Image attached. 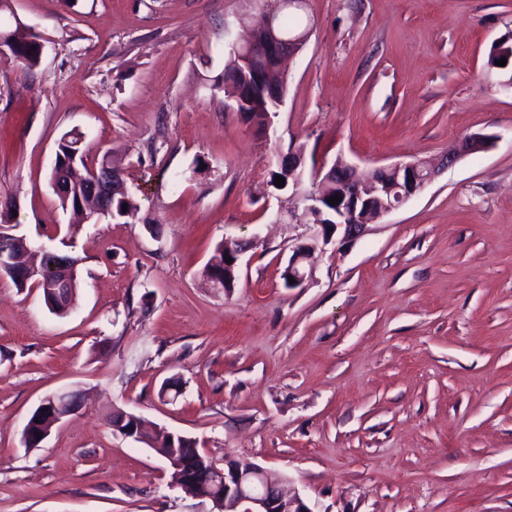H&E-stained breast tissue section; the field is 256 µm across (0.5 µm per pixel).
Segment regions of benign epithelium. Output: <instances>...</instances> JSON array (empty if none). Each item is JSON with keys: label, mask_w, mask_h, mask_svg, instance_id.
I'll return each instance as SVG.
<instances>
[{"label": "benign epithelium", "mask_w": 512, "mask_h": 512, "mask_svg": "<svg viewBox=\"0 0 512 512\" xmlns=\"http://www.w3.org/2000/svg\"><path fill=\"white\" fill-rule=\"evenodd\" d=\"M306 39L305 31L284 35L271 15L260 21L254 36L234 45L244 76L235 103L246 105L257 93L265 100H274L277 77L283 73L284 63L300 52ZM489 144L490 138L472 134L448 152L437 168L416 161L397 163L372 170L368 181L360 178L356 167L342 162L333 163L325 172H313L314 177H323L322 183L331 186L341 201L329 209L320 202L322 195L310 193L305 196L302 212L276 215V222L281 224H303L306 218H313L311 223H305L308 227L305 242L293 250L283 278H293V288L304 287L313 278V266L309 264L312 254L323 250L334 236H340L344 244L360 239L368 231L370 218L398 208L430 184L440 171L470 153L486 149ZM279 167L288 168V179L296 186L304 173V155L292 150L287 160L279 162ZM76 275V267L64 266L46 280L33 262L12 267L0 261V278L11 276L25 285L31 280L41 285L46 291L47 305L52 309L68 308L69 302L62 295L71 290ZM76 407L77 402L69 391L47 396L38 406L36 416L27 420L23 441H30L33 435L47 438L51 428ZM165 459L176 478L184 482L196 478L195 469L176 452H169ZM209 476L214 483L207 488V496L218 512H315L300 495L284 492L283 476L257 464L226 457L224 466L212 465Z\"/></svg>", "instance_id": "1"}]
</instances>
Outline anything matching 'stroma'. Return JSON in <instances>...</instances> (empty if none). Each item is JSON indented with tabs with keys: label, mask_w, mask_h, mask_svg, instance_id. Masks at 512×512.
I'll use <instances>...</instances> for the list:
<instances>
[{
	"label": "stroma",
	"mask_w": 512,
	"mask_h": 512,
	"mask_svg": "<svg viewBox=\"0 0 512 512\" xmlns=\"http://www.w3.org/2000/svg\"><path fill=\"white\" fill-rule=\"evenodd\" d=\"M264 4L0 10L1 29L45 39L34 67L0 54V201L14 234L80 259L63 317L0 280V512H214L113 430L119 409L289 477L317 512H512V74L487 63L512 0H303L311 33L267 132L215 86ZM70 131L120 166L130 223L60 208L49 177ZM474 133L493 145L286 287L306 228L273 218L315 189L313 168L434 165ZM299 145L306 174L275 187ZM254 235L234 288L212 287L216 245ZM61 390L78 410L25 448Z\"/></svg>",
	"instance_id": "35a3bbf8"
}]
</instances>
